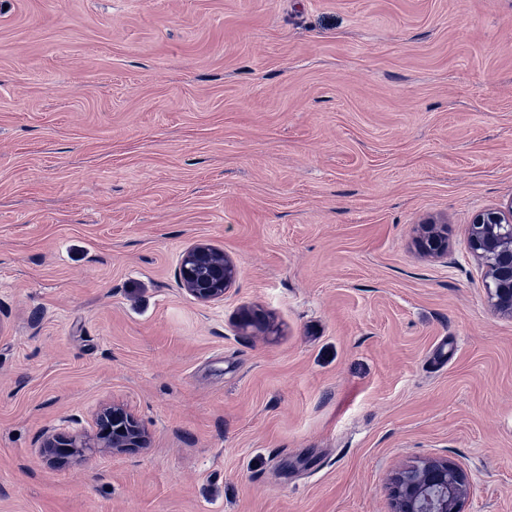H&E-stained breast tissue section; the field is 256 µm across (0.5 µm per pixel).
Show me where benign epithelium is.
Wrapping results in <instances>:
<instances>
[{
    "instance_id": "1",
    "label": "benign epithelium",
    "mask_w": 512,
    "mask_h": 512,
    "mask_svg": "<svg viewBox=\"0 0 512 512\" xmlns=\"http://www.w3.org/2000/svg\"><path fill=\"white\" fill-rule=\"evenodd\" d=\"M470 248L485 267L488 298L494 309L512 317V200L493 209L477 212L469 224ZM420 249L433 257L448 254V237L442 224L418 225ZM235 263L224 251L208 243H198L181 258L178 283L186 294L201 304L224 299L236 281ZM240 328L263 330L265 316L245 308L239 316ZM96 433L53 432L45 436L41 451L48 457L77 461L86 452L124 454L148 446L150 434L145 425L121 405L102 407L96 416ZM470 493L467 473L456 463L428 457L402 469L391 486L392 512H463Z\"/></svg>"
}]
</instances>
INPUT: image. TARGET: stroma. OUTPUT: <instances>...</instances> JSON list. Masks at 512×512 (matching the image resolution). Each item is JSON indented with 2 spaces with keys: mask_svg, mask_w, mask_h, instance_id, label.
<instances>
[{
  "mask_svg": "<svg viewBox=\"0 0 512 512\" xmlns=\"http://www.w3.org/2000/svg\"><path fill=\"white\" fill-rule=\"evenodd\" d=\"M511 199L512 0H0V512H390L431 456L512 512ZM112 402L149 447L42 454ZM470 248L485 267L488 298L512 317V200L477 212L469 224ZM446 224L418 225V244L420 249L433 257H443L448 254V237L444 232ZM235 263L208 243H198L181 258L178 283L186 294L201 304L221 301L236 281Z\"/></svg>",
  "mask_w": 512,
  "mask_h": 512,
  "instance_id": "1",
  "label": "stroma"
}]
</instances>
